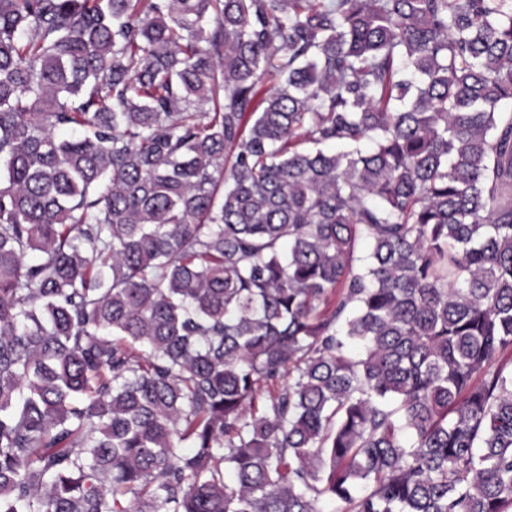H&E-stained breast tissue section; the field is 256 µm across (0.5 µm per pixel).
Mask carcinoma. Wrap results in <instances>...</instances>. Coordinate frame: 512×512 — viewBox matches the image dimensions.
<instances>
[{"label": "carcinoma", "instance_id": "cac0c4a2", "mask_svg": "<svg viewBox=\"0 0 512 512\" xmlns=\"http://www.w3.org/2000/svg\"><path fill=\"white\" fill-rule=\"evenodd\" d=\"M508 354L512 0H0V512H512Z\"/></svg>", "mask_w": 512, "mask_h": 512}]
</instances>
